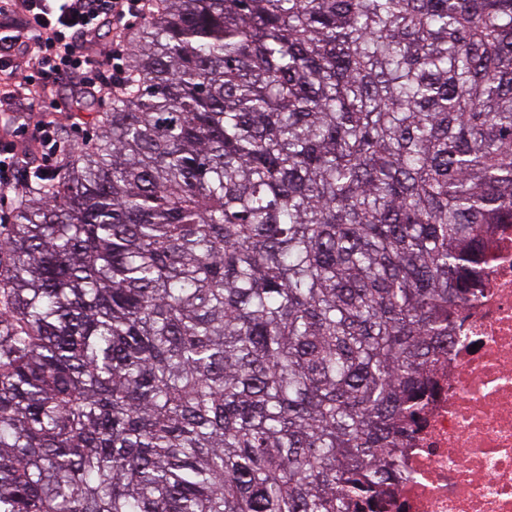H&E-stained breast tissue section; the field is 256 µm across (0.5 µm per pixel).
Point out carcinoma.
Masks as SVG:
<instances>
[{"instance_id":"cac0c4a2","label":"carcinoma","mask_w":512,"mask_h":512,"mask_svg":"<svg viewBox=\"0 0 512 512\" xmlns=\"http://www.w3.org/2000/svg\"><path fill=\"white\" fill-rule=\"evenodd\" d=\"M0 224V512H361L512 224V0H156Z\"/></svg>"}]
</instances>
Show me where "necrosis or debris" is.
<instances>
[{
  "instance_id": "1",
  "label": "necrosis or debris",
  "mask_w": 512,
  "mask_h": 512,
  "mask_svg": "<svg viewBox=\"0 0 512 512\" xmlns=\"http://www.w3.org/2000/svg\"><path fill=\"white\" fill-rule=\"evenodd\" d=\"M485 290L413 425L408 471L373 512H512V224L486 241Z\"/></svg>"
}]
</instances>
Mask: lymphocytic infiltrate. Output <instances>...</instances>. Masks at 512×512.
<instances>
[{"label": "lymphocytic infiltrate", "instance_id": "f902f5d3", "mask_svg": "<svg viewBox=\"0 0 512 512\" xmlns=\"http://www.w3.org/2000/svg\"><path fill=\"white\" fill-rule=\"evenodd\" d=\"M150 0H9L0 8V71L12 72L14 54L29 58L25 73L0 83V127L13 132L0 141V194L24 182L25 159L14 143L33 118L27 91L41 88L42 98L58 107L69 102L103 101L126 76L124 30L131 18L144 16ZM112 32V48L101 52V30Z\"/></svg>", "mask_w": 512, "mask_h": 512}]
</instances>
